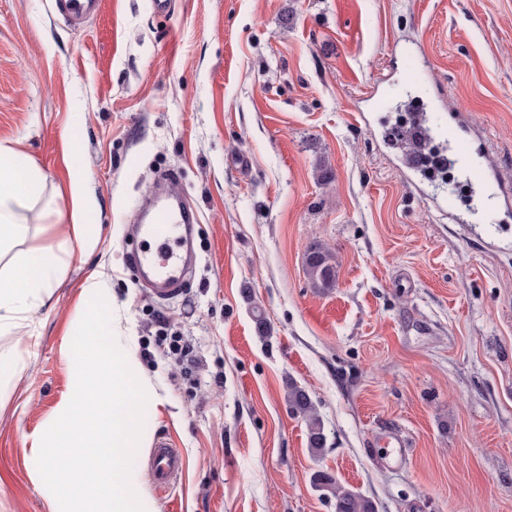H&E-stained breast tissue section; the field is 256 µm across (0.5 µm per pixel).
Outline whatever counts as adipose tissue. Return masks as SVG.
Here are the masks:
<instances>
[{
  "mask_svg": "<svg viewBox=\"0 0 512 512\" xmlns=\"http://www.w3.org/2000/svg\"><path fill=\"white\" fill-rule=\"evenodd\" d=\"M42 190L37 171L13 152H0V243L18 234L17 210L38 198ZM61 262L59 250L47 246L16 255L8 270L0 272V328L5 327L9 314L50 296Z\"/></svg>",
  "mask_w": 512,
  "mask_h": 512,
  "instance_id": "1",
  "label": "adipose tissue"
}]
</instances>
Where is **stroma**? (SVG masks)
<instances>
[{
	"instance_id": "1",
	"label": "stroma",
	"mask_w": 512,
	"mask_h": 512,
	"mask_svg": "<svg viewBox=\"0 0 512 512\" xmlns=\"http://www.w3.org/2000/svg\"><path fill=\"white\" fill-rule=\"evenodd\" d=\"M170 3L105 0L72 22L55 0H0V146L44 178L0 268L64 245L75 169L98 225L90 247L64 245L50 300L0 332V512H52L30 438L70 394L95 267L151 394L131 476L144 512H333L319 471L377 512H512V218L470 209L460 170L434 187L406 176L385 134L412 106L371 99L420 42L423 100L462 117L480 166L512 173V0ZM167 170L197 224L193 277L160 300L128 238ZM315 242L336 251L325 292L305 272ZM163 333L192 360L158 350ZM292 382L322 416L320 454ZM161 437L184 461L164 492Z\"/></svg>"
}]
</instances>
